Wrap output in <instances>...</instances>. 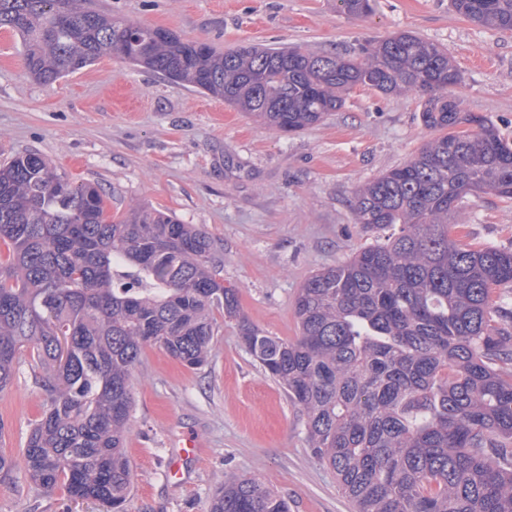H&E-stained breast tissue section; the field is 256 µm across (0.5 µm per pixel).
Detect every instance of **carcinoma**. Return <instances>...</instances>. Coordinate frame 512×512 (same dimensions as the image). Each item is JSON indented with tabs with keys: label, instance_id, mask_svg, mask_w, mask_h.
Here are the masks:
<instances>
[{
	"label": "carcinoma",
	"instance_id": "cac0c4a2",
	"mask_svg": "<svg viewBox=\"0 0 512 512\" xmlns=\"http://www.w3.org/2000/svg\"><path fill=\"white\" fill-rule=\"evenodd\" d=\"M351 17L372 0H338ZM469 21L512 32V0H451ZM0 30L22 39L25 67L52 82L132 39L134 66L224 99L283 133L340 110L356 87L415 91L434 133L401 167L355 193V223L386 232L313 273L294 299L299 336L265 334L201 228L151 207L118 218L104 190L29 152L0 165V391L24 356L45 373L43 411L17 475L50 492L125 512L133 371L147 345L205 365L214 310L237 322L245 351L305 417L308 448L354 512H512V248L453 235L448 216L474 192L512 199V142L449 88L461 73L443 46L411 32L356 55L239 45L224 52L135 25L91 0H0ZM208 512H289L256 477L229 476Z\"/></svg>",
	"mask_w": 512,
	"mask_h": 512
}]
</instances>
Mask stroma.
<instances>
[{
  "mask_svg": "<svg viewBox=\"0 0 512 512\" xmlns=\"http://www.w3.org/2000/svg\"><path fill=\"white\" fill-rule=\"evenodd\" d=\"M100 9L224 51L288 45L353 53L407 30L447 47L462 73L465 108L512 140V33L472 23L449 0H375L366 17L336 0H98ZM23 46L0 53V162L39 151L77 182L101 185L108 211L151 205L202 228L223 261L242 313L270 336L298 328L294 298L312 273L347 260L374 233L354 221L356 189L409 160L432 133L414 92L357 87L344 108L284 134L212 95L101 56L52 83L31 78ZM467 243L512 247V200L468 196L455 214ZM207 365L191 369L146 347L133 375L126 512H207L230 474L259 478L291 512H351L331 470L309 451L304 419L241 346L235 320L215 312ZM29 362L0 392V451L19 454L42 411ZM198 445L181 476L168 470L182 436ZM0 512H103L25 481L0 483Z\"/></svg>",
  "mask_w": 512,
  "mask_h": 512,
  "instance_id": "stroma-1",
  "label": "stroma"
}]
</instances>
